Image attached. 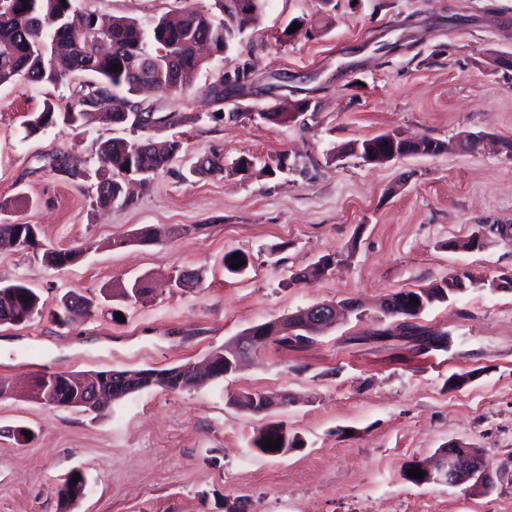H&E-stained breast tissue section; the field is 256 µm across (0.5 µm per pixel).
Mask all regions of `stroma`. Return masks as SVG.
I'll list each match as a JSON object with an SVG mask.
<instances>
[{
    "mask_svg": "<svg viewBox=\"0 0 512 512\" xmlns=\"http://www.w3.org/2000/svg\"><path fill=\"white\" fill-rule=\"evenodd\" d=\"M105 16L141 21L174 0H76ZM295 17L324 26L319 37L280 35ZM512 0H266L259 22L198 71L185 94L139 95L155 112L180 110L185 153L144 185L132 202L98 208L84 174L98 166L111 124L62 121L34 135L25 122L44 101L74 104L73 88L0 86V202L9 220L39 227L41 249L0 251V282L41 297V317L0 325V378L41 372L166 369L204 361L247 328L297 309L346 298L360 318L307 344H269L238 371L184 391L149 388L95 414L51 409L18 396L0 399V512H59L57 492L76 470L87 478L70 512H512V291L486 281L512 269ZM249 61L245 94L205 104L219 68ZM305 115L262 119L277 105ZM385 132L433 138L448 149L367 164L335 147ZM482 133L476 151L457 146ZM69 155L76 171H51ZM219 154L224 170L195 174L198 159ZM287 156L286 170L263 166ZM251 171L236 169L239 158ZM168 237L139 243V229ZM483 232L485 246L452 249ZM79 251L53 267L42 248ZM246 255L245 274L224 270L225 253ZM332 254L324 275L291 273ZM190 269L202 280L175 288ZM459 271L483 280L415 319L404 334L385 318L384 295L427 288ZM149 291L119 298L130 280ZM91 298L90 316L60 325L63 294ZM470 382L453 388L454 374ZM288 395L255 415L228 405L227 393ZM284 423L302 445L267 456L253 440ZM30 431L27 439L16 429ZM451 441L483 449L504 476L484 495L444 484L408 482L404 466Z\"/></svg>",
    "mask_w": 512,
    "mask_h": 512,
    "instance_id": "obj_1",
    "label": "stroma"
}]
</instances>
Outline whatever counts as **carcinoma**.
I'll return each instance as SVG.
<instances>
[{
	"instance_id": "obj_1",
	"label": "carcinoma",
	"mask_w": 512,
	"mask_h": 512,
	"mask_svg": "<svg viewBox=\"0 0 512 512\" xmlns=\"http://www.w3.org/2000/svg\"><path fill=\"white\" fill-rule=\"evenodd\" d=\"M181 6L170 9L143 24L130 17H114L106 30L96 33L88 27V19L79 7L69 8L62 0H12L11 10L0 12V85L11 84L18 78L37 85L58 87L81 80L74 89L80 110H69L63 119L72 124L92 122L98 111L117 126L140 129V105L129 98L138 91L140 82L150 81L162 93L183 90V82L191 74L210 64L207 57L197 52L198 46L208 42L212 53L222 54L227 44L236 40L242 28L255 24L262 13L264 0H255L256 12L251 7L239 8L238 0H214L222 18L216 20L206 10L193 7L188 0H177ZM119 65V71L109 70ZM252 71L243 61L233 69L218 71L208 90V101L213 105L224 103V84L241 88L251 79ZM126 103L135 111L125 114L117 105ZM59 113L53 103L44 102L43 109L32 114L26 129L32 134L56 123ZM161 128L182 125L187 117L179 110L154 116ZM147 146L151 155L153 174L168 168L183 152L181 139L176 136L158 139L146 136L140 140L113 137L99 144V167L95 171L96 205L102 209L112 206L125 196L126 182L115 179L127 175V169L136 164L137 147ZM26 224L0 222V249H27L36 245L27 236ZM456 276L428 288L400 290L392 293L394 310L390 317L414 318L418 312L436 302L460 294L453 289ZM420 303H415V300ZM41 298L28 286L14 298L0 295V315L4 308L21 311L26 321L40 314ZM93 301L78 294H66L61 300L56 319L62 324L74 323L88 315ZM58 385L53 408H68L71 403V381L63 373H55ZM283 423L268 425L253 440V446L262 454L273 456L260 442L271 438L281 440V447L294 448L285 434Z\"/></svg>"
}]
</instances>
